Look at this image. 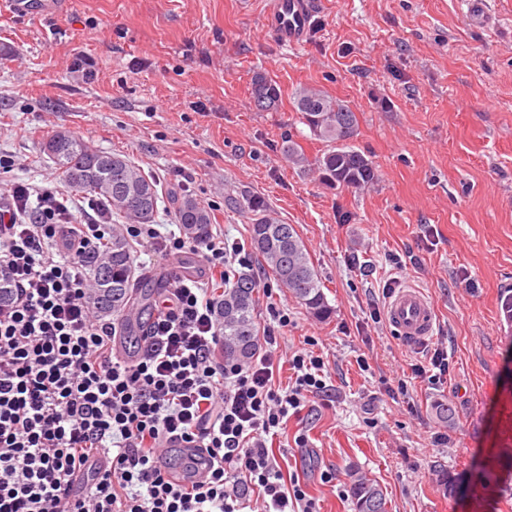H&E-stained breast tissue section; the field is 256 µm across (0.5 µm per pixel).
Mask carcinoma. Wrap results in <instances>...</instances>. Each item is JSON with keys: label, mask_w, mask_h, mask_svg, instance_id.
I'll use <instances>...</instances> for the list:
<instances>
[{"label": "carcinoma", "mask_w": 512, "mask_h": 512, "mask_svg": "<svg viewBox=\"0 0 512 512\" xmlns=\"http://www.w3.org/2000/svg\"><path fill=\"white\" fill-rule=\"evenodd\" d=\"M252 98L257 108H277L280 91L274 81L257 72L252 78ZM295 110L300 121L317 139L330 143V150L313 159L293 139H288L284 154L288 162L303 171H313L331 186L362 189L376 179L372 158L351 145L357 134L355 112L341 100L324 91L305 87L296 93ZM41 150L57 166L71 187L87 192L106 203L116 217L127 224H148L157 210L158 192L154 178L145 175L129 159L100 151L66 131L44 137ZM253 213L251 245L263 270L305 306L313 316L326 319L331 307L311 264L309 253L291 224L265 215L259 197L247 201ZM178 223L195 238L209 234L212 215L190 196H184L176 210ZM92 292L90 301L102 316L120 314L142 299L133 292V261L124 236H112L103 259L88 262ZM219 290L216 306L222 329L224 361L239 365L255 354L258 336L254 320L257 281L248 273L239 274L232 284H215ZM355 512H386L383 491L364 477L349 485Z\"/></svg>", "instance_id": "1"}]
</instances>
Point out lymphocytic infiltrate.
Segmentation results:
<instances>
[{
	"mask_svg": "<svg viewBox=\"0 0 512 512\" xmlns=\"http://www.w3.org/2000/svg\"><path fill=\"white\" fill-rule=\"evenodd\" d=\"M67 197L17 183L0 208V512H240L249 489L264 512H313L301 483L284 488L267 441L326 391L320 356L289 358L295 380L273 389L270 309L256 356L222 362L214 303L176 279L134 360L112 352L114 322L88 298V258L111 236L108 209L80 223ZM202 449L203 481L170 480L169 445Z\"/></svg>",
	"mask_w": 512,
	"mask_h": 512,
	"instance_id": "obj_1",
	"label": "lymphocytic infiltrate"
}]
</instances>
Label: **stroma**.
Instances as JSON below:
<instances>
[{
  "label": "stroma",
  "instance_id": "1",
  "mask_svg": "<svg viewBox=\"0 0 512 512\" xmlns=\"http://www.w3.org/2000/svg\"><path fill=\"white\" fill-rule=\"evenodd\" d=\"M263 2L44 0L37 13L0 15V154L15 161L0 193L24 182L87 205L40 149L66 130L157 178L161 232L180 231L172 200L189 194L211 211L212 236L248 242L239 202L262 198L294 225L332 308L315 318L260 264L250 269L257 327L271 305L291 317L275 384L309 347L331 387L274 439L284 479L304 484L316 512H354L355 474L381 487L387 512H512V330L499 311L512 287V0H485L491 29L469 23L466 0H318L310 41L293 48L263 34ZM83 58L93 75L78 70ZM257 72L280 87L277 109L256 108ZM306 86L355 112L371 186L329 187L288 164L287 139L311 158L329 149L294 109ZM409 252L416 265L390 263ZM131 255L135 278L174 264L211 283L190 249L167 259L136 244ZM402 283L434 306L443 381L415 376L422 346L370 317V301L387 303L383 286Z\"/></svg>",
  "mask_w": 512,
  "mask_h": 512
}]
</instances>
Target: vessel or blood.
I'll use <instances>...</instances> for the list:
<instances>
[{
	"mask_svg": "<svg viewBox=\"0 0 512 512\" xmlns=\"http://www.w3.org/2000/svg\"><path fill=\"white\" fill-rule=\"evenodd\" d=\"M314 0H268L262 31L283 46L305 43L313 28ZM387 318L398 336L411 344L427 342L434 334L435 312L422 291L411 286L394 290Z\"/></svg>",
	"mask_w": 512,
	"mask_h": 512,
	"instance_id": "1",
	"label": "vessel or blood"
}]
</instances>
